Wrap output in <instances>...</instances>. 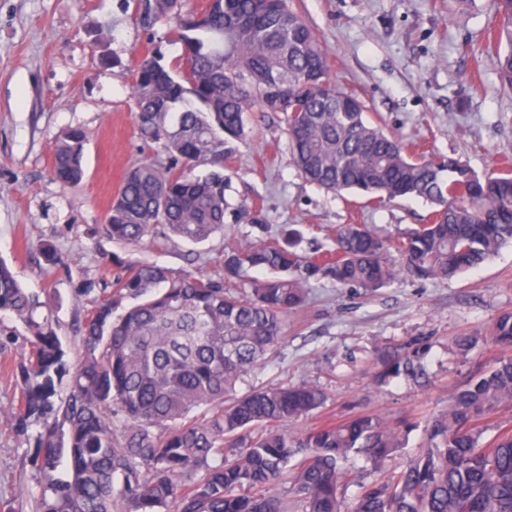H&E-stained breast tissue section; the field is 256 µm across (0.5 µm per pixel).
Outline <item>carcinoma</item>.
Wrapping results in <instances>:
<instances>
[{
	"label": "carcinoma",
	"instance_id": "cac0c4a2",
	"mask_svg": "<svg viewBox=\"0 0 512 512\" xmlns=\"http://www.w3.org/2000/svg\"><path fill=\"white\" fill-rule=\"evenodd\" d=\"M138 9L147 28L174 23L169 35L182 54L168 64L156 49L133 69L138 134L162 144L164 158L124 175L104 224L112 242L197 244L223 231L224 152L249 138V112L284 113L291 160L306 181L379 204L421 199L433 210L403 238L398 264L363 224L337 225L334 252L320 264L297 254L294 227L274 242L246 240L224 250L217 278L109 255L121 268L113 291L91 281L78 289L93 300L71 373L58 320L0 259V314L24 328L32 348L17 368L20 404L5 415L36 448L32 512H512V428L484 441L487 416L512 406V355L453 392L448 412L427 422V448L361 485L350 505L342 463L355 453L382 469L416 422L359 414L297 437L288 421L323 408L324 388L233 395L281 341L285 317L307 299L308 276L372 292L404 275L451 278L512 242V169L480 175L456 157L412 158L331 80L316 34L288 0H215L199 16L183 14V0H139ZM498 13L494 65L512 88V0H498ZM85 144L73 127L53 145L61 184L83 178ZM489 336L512 348V312ZM429 351L422 339L377 349L375 382L425 377ZM281 481L285 494L273 491Z\"/></svg>",
	"mask_w": 512,
	"mask_h": 512
}]
</instances>
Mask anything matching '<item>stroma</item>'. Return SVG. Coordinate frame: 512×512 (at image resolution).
Segmentation results:
<instances>
[{"instance_id":"35a3bbf8","label":"stroma","mask_w":512,"mask_h":512,"mask_svg":"<svg viewBox=\"0 0 512 512\" xmlns=\"http://www.w3.org/2000/svg\"><path fill=\"white\" fill-rule=\"evenodd\" d=\"M138 0H0V257L26 288L51 308L69 355L81 345L88 314L82 282L112 281L115 253L179 273L221 276L232 241L271 238L280 225L300 229L305 254L333 248L340 224H364L392 245L425 223L429 203L397 199L376 205L355 193L333 194L306 182L292 165L282 113H250L248 144L224 159L229 208L224 231L201 245L159 240L125 246L101 227L127 170L157 157L140 139L132 98L137 58L161 47L166 60L181 52L166 26L144 28ZM327 53L330 74L363 102L369 119L411 148L454 156L476 172L512 158V91L502 87L486 52L499 24L496 0H290ZM110 64H102L101 54ZM87 135L85 174L64 185L52 174L51 146L68 128ZM57 249L56 263L41 254ZM284 322L279 346L238 390L312 382L328 394L313 415L291 421L298 434L323 419L377 413L390 424L416 422L407 448L376 471L364 457L343 462V491L400 470L426 442L421 426L445 414L450 393L487 371L503 355L485 334L512 310V244L478 269L449 280L404 277L373 294L342 287L322 275ZM478 337L466 356L454 352L460 335ZM428 337L429 379L374 382L375 351ZM31 345L24 330L0 344V408L17 406V365ZM32 445L0 421V505H29L40 476Z\"/></svg>"}]
</instances>
